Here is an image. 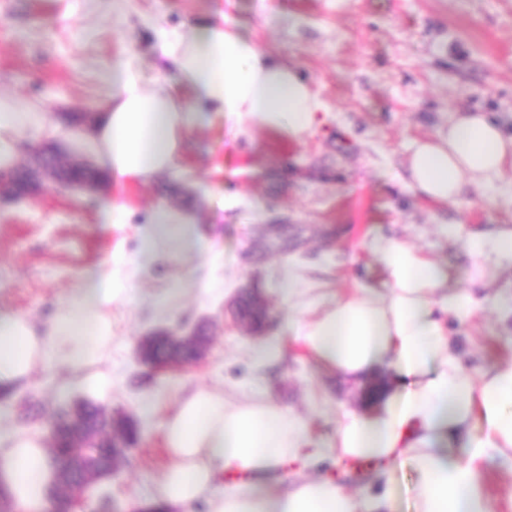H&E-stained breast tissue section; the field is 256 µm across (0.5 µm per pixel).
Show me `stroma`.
I'll return each mask as SVG.
<instances>
[{
    "instance_id": "stroma-1",
    "label": "stroma",
    "mask_w": 512,
    "mask_h": 512,
    "mask_svg": "<svg viewBox=\"0 0 512 512\" xmlns=\"http://www.w3.org/2000/svg\"><path fill=\"white\" fill-rule=\"evenodd\" d=\"M227 17L260 47L295 65L328 117L300 142L256 127L231 132L208 114L189 134L174 170L148 183L109 182L81 194L50 180L29 199L0 206V313L44 328L106 259L128 261L132 292L112 304L113 415L133 417L140 435L126 461L92 490L93 504L135 512L155 497L170 459L162 430L177 403L206 389L237 402L258 395L304 421L312 447H327L341 408L363 406L362 383L321 365L288 329L281 290L296 281L309 299L359 284L382 286V263L365 249L395 236L434 258L448 289H472L482 306L449 322L461 365L478 374L512 357V312L486 304L512 293V269L488 266L472 277L457 228H512L508 179L467 189L439 205L407 183L411 141L447 131L459 112H481L512 137V0H9L0 8V95L48 113L55 136L83 157L79 124L108 102L107 64L132 59L147 89L190 97L157 81L159 29L202 27ZM240 198L225 210L224 196ZM128 208L124 224L106 221L108 200ZM166 206L187 215L198 240L185 256L161 247L146 268L136 263L145 216ZM256 290L272 320L255 334L234 319L237 299ZM204 327L200 360L155 375L136 352L158 328ZM275 347L263 361L258 346ZM87 403L62 369L37 370L0 395V441L28 414V427L52 435V408ZM378 463L325 458L321 473L357 491ZM492 512H512V466L487 460L482 471Z\"/></svg>"
}]
</instances>
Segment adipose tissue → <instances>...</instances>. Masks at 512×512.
I'll return each mask as SVG.
<instances>
[{
    "mask_svg": "<svg viewBox=\"0 0 512 512\" xmlns=\"http://www.w3.org/2000/svg\"><path fill=\"white\" fill-rule=\"evenodd\" d=\"M161 53L195 100L145 89L130 61L107 66L111 100L88 140L96 163L114 180L144 182L171 171L187 133L209 112L234 128L250 124L291 141L321 123L323 105L297 68L226 22L162 32ZM49 126L47 113L0 97V172L14 168L22 136L44 137ZM511 158L512 137L483 113L462 112L447 133L412 142L408 180L431 201L455 203L466 187L503 181ZM147 223L144 263L153 261L160 243L180 253L191 249L193 230L179 213L160 206ZM460 241L475 263L490 258L512 266V231L488 238L464 234ZM368 248L385 267V286H360L314 302L313 317L297 322L296 336L342 377L389 369L397 387L383 389L371 412H344L326 449L311 447L306 426L280 405L258 397L229 404L197 390L164 424L170 463L158 484L161 501L178 512L198 502L207 512H388L392 466L402 462L416 474L415 512H491L480 466L489 452L512 460V361L476 377L465 372L451 349L446 320L470 316L467 290L439 297L446 276L415 246L380 236ZM129 293L125 279L95 272L45 331L0 313V386L21 383L39 368L68 369L81 372L88 397L107 402L112 373L98 363L112 345L109 309ZM462 438L467 447L453 454L452 445ZM325 456L386 462L374 475L380 491L353 493L316 473ZM295 462L304 473L281 478V470ZM227 476L235 482L225 487ZM56 479L37 432L16 430L0 446V484L16 512H49Z\"/></svg>",
    "mask_w": 512,
    "mask_h": 512,
    "instance_id": "obj_1",
    "label": "adipose tissue"
}]
</instances>
